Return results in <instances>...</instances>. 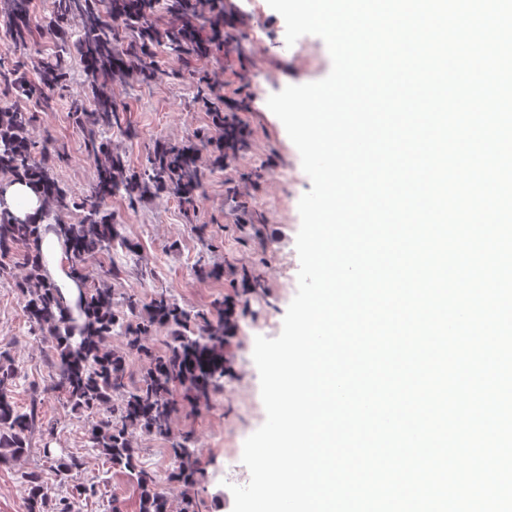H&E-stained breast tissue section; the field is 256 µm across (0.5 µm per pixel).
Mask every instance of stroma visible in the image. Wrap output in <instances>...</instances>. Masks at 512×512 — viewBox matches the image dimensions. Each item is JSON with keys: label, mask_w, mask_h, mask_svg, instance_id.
<instances>
[{"label": "stroma", "mask_w": 512, "mask_h": 512, "mask_svg": "<svg viewBox=\"0 0 512 512\" xmlns=\"http://www.w3.org/2000/svg\"><path fill=\"white\" fill-rule=\"evenodd\" d=\"M217 6L232 22L233 44L216 43L207 59L186 62L156 44L150 48L158 71L155 81L113 83L112 95L137 135L113 133L112 145L131 168L143 169L156 140L204 141L214 136V116L207 104L227 97L239 105L237 117L250 132L246 150L225 159L220 168L210 165L211 149L203 150V186L191 210L165 195H149L133 205L115 196L105 206L113 223L136 245L132 252H112L120 269L111 281L118 294L134 293L146 300L162 291L182 307L210 316L215 302L244 298L232 347L234 372L224 378V390L214 392L205 405L181 402L171 419L170 437L137 435L139 459L154 471L171 506L188 494L196 512H232L230 485L243 486L250 479L241 460L243 444L266 419L252 358L254 340L279 335L297 291L298 202L311 182L267 99L286 86L321 80L332 67L318 36L305 35L287 45L284 20L267 0H218ZM30 26L31 43L18 52L0 25V60L9 65L23 61L25 77L33 83L37 76L31 59L51 55L57 46L51 0H32ZM87 93L83 67L75 60L66 85L46 104L0 82V100L37 113L33 138L41 139L47 131L54 136V172L76 198L88 191L95 175L84 147L87 128L72 115L73 102ZM20 275L15 266L0 276V352H8L18 368L11 388L14 400L22 407L38 400L43 429L31 436L25 460L0 466V512H27L21 474L45 467L42 450L47 445L83 461L73 479L89 489L79 499V512H109L113 502L123 512H138V494L127 476L109 469L103 456L86 448V428L106 417L109 407L75 413L61 395L47 389L53 368L47 345L35 337L24 312L16 288ZM181 436L190 437L198 450L200 475L191 487L171 477L169 447Z\"/></svg>", "instance_id": "stroma-1"}]
</instances>
